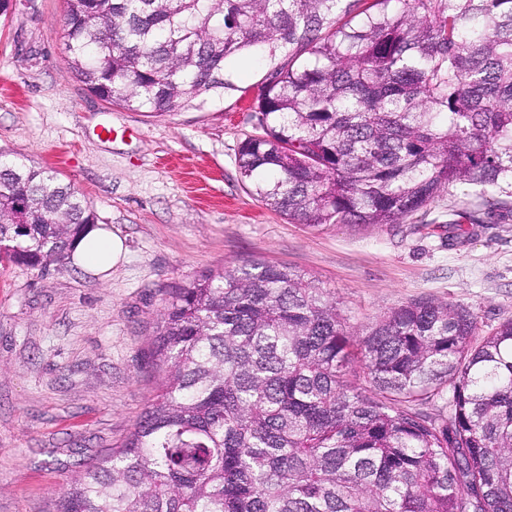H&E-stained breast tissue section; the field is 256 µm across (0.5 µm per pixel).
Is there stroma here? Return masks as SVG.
Here are the masks:
<instances>
[{
  "instance_id": "obj_1",
  "label": "stroma",
  "mask_w": 512,
  "mask_h": 512,
  "mask_svg": "<svg viewBox=\"0 0 512 512\" xmlns=\"http://www.w3.org/2000/svg\"><path fill=\"white\" fill-rule=\"evenodd\" d=\"M66 11L67 0H10L0 12V160L74 186L127 255L103 278L70 262L0 263V512H55L63 484L126 439L154 394L149 339L166 291L204 269L291 266L330 288L356 326L421 298L469 308L484 331L512 318V220L455 237L458 190L394 227L291 223L245 188L237 164L271 71L259 55L229 63L223 98L152 116L77 78Z\"/></svg>"
}]
</instances>
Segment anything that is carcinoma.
I'll return each instance as SVG.
<instances>
[{
	"label": "carcinoma",
	"instance_id": "obj_1",
	"mask_svg": "<svg viewBox=\"0 0 512 512\" xmlns=\"http://www.w3.org/2000/svg\"><path fill=\"white\" fill-rule=\"evenodd\" d=\"M101 100L156 116L272 69L241 179L293 223L512 217V0H67ZM285 62H279V58ZM99 218L49 170L0 161V260L46 270ZM161 375L126 439L57 512H512V319L419 299L352 326L287 265L229 261L166 291ZM449 396L450 420L425 410Z\"/></svg>",
	"mask_w": 512,
	"mask_h": 512
}]
</instances>
